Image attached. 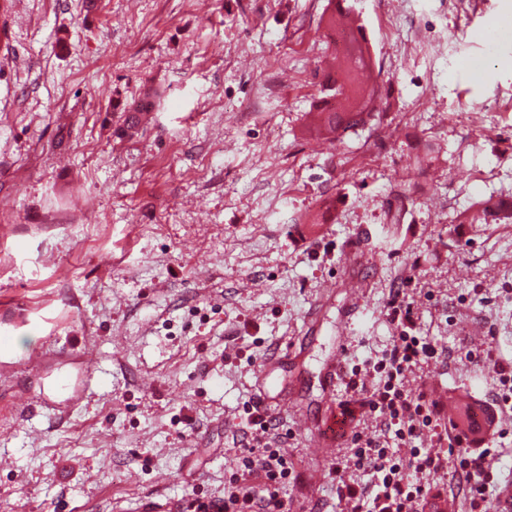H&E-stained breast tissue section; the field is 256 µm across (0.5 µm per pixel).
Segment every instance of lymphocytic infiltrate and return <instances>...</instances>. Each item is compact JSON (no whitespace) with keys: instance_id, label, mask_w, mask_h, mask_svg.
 <instances>
[{"instance_id":"1","label":"lymphocytic infiltrate","mask_w":512,"mask_h":512,"mask_svg":"<svg viewBox=\"0 0 512 512\" xmlns=\"http://www.w3.org/2000/svg\"><path fill=\"white\" fill-rule=\"evenodd\" d=\"M390 319L397 334L389 349L376 361L352 368L345 381L352 398L373 416L378 434L366 436L351 431V461L356 469L368 472L372 480L361 488L339 490L349 512H419L429 487L427 476L447 474L465 490L471 512H484L487 492L494 482L491 462L511 432L490 430L483 447L460 450L459 440L449 441L441 454L418 447L424 435L437 432L441 424L435 404L426 393L413 392L406 385L407 375L417 365L439 358L437 345L414 335L415 320L410 304L395 300ZM251 446L240 459L239 470L224 484L222 499L196 498L189 512H284L282 490L297 475L279 446L275 419L260 411L258 403L248 405ZM414 467L421 481L405 478L407 467Z\"/></svg>"}]
</instances>
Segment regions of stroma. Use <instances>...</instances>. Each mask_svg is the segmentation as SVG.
I'll return each instance as SVG.
<instances>
[{"label":"stroma","instance_id":"35a3bbf8","mask_svg":"<svg viewBox=\"0 0 512 512\" xmlns=\"http://www.w3.org/2000/svg\"><path fill=\"white\" fill-rule=\"evenodd\" d=\"M334 0H11L0 48V512H185L224 493L246 406L277 360L285 512H340L326 388L378 360L394 296L446 358L414 368L440 410L482 409L512 362V0H356L377 116L336 141L309 123ZM153 112L134 117L145 96ZM493 102L471 112L472 101ZM80 401L54 380L83 373ZM349 340L337 352L339 337ZM44 372L30 367L44 350ZM30 385L38 410L20 405Z\"/></svg>","mask_w":512,"mask_h":512}]
</instances>
